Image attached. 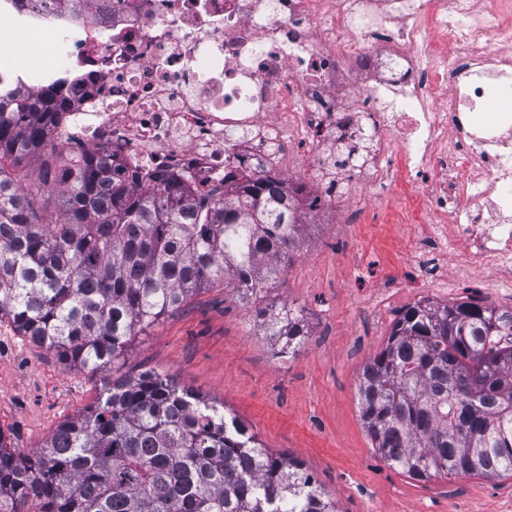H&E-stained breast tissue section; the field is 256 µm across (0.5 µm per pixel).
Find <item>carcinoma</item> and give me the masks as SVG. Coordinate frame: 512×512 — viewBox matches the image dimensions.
I'll return each mask as SVG.
<instances>
[{"instance_id": "obj_1", "label": "carcinoma", "mask_w": 512, "mask_h": 512, "mask_svg": "<svg viewBox=\"0 0 512 512\" xmlns=\"http://www.w3.org/2000/svg\"><path fill=\"white\" fill-rule=\"evenodd\" d=\"M57 84L0 91V320L65 365L103 372L130 341L217 281L250 299L281 279L305 225L276 175L183 203L95 152L51 147ZM47 156L38 181L24 167ZM280 352L300 312L262 309ZM512 308L421 301L363 366V424L418 479L512 473ZM0 512H338L298 460L169 375L114 379L96 403L24 455L0 432Z\"/></svg>"}]
</instances>
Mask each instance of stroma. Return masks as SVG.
Here are the masks:
<instances>
[{
	"instance_id": "obj_1",
	"label": "stroma",
	"mask_w": 512,
	"mask_h": 512,
	"mask_svg": "<svg viewBox=\"0 0 512 512\" xmlns=\"http://www.w3.org/2000/svg\"><path fill=\"white\" fill-rule=\"evenodd\" d=\"M392 185L350 186L306 227L282 280L250 302L215 283L135 336L102 373L70 368L0 321V432L30 454L93 404L111 379L144 371L223 406L259 442L304 464L340 512H512V476L414 478L390 467L360 416L357 378L394 320L421 300L512 307V288L472 270L460 245L417 263L428 227L402 224ZM288 305L308 334L276 356L256 313Z\"/></svg>"
}]
</instances>
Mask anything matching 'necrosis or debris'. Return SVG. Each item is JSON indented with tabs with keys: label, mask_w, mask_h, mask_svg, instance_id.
Listing matches in <instances>:
<instances>
[{
	"label": "necrosis or debris",
	"mask_w": 512,
	"mask_h": 512,
	"mask_svg": "<svg viewBox=\"0 0 512 512\" xmlns=\"http://www.w3.org/2000/svg\"><path fill=\"white\" fill-rule=\"evenodd\" d=\"M60 59L70 157L191 198L277 173L318 220L343 187L422 190L407 218L512 283V0H0ZM301 159L292 172L284 158Z\"/></svg>",
	"instance_id": "1"
}]
</instances>
